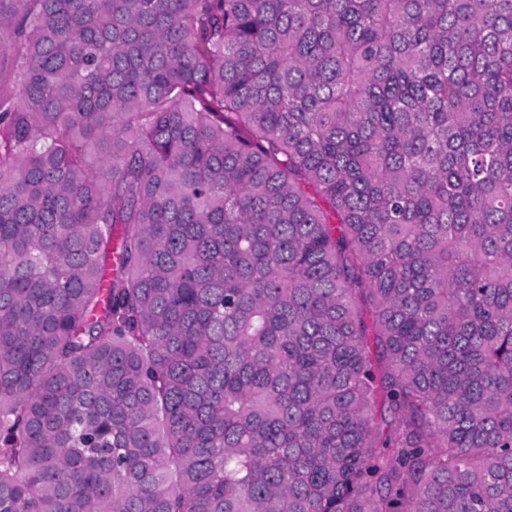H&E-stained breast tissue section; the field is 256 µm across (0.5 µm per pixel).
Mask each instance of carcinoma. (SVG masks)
<instances>
[{"label": "carcinoma", "mask_w": 512, "mask_h": 512, "mask_svg": "<svg viewBox=\"0 0 512 512\" xmlns=\"http://www.w3.org/2000/svg\"><path fill=\"white\" fill-rule=\"evenodd\" d=\"M0 512H512V0H0Z\"/></svg>", "instance_id": "cac0c4a2"}]
</instances>
